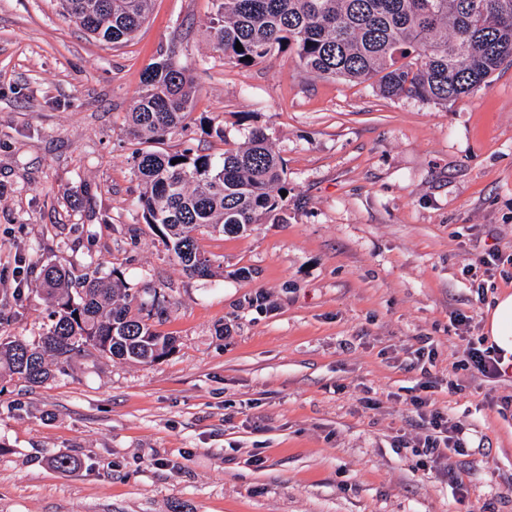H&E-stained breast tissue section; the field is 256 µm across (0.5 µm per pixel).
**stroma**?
Here are the masks:
<instances>
[{
    "label": "stroma",
    "mask_w": 512,
    "mask_h": 512,
    "mask_svg": "<svg viewBox=\"0 0 512 512\" xmlns=\"http://www.w3.org/2000/svg\"><path fill=\"white\" fill-rule=\"evenodd\" d=\"M213 13L154 0L113 47L59 0H0V271L119 269L130 293L166 294L156 328L176 339L158 361L77 359L40 386L1 373L0 512H512V369L460 363L512 293V264L466 269L512 255V67L445 105L387 98L289 53L227 64ZM170 46L196 96L163 150L221 151L261 128L288 180L287 223L198 233L209 278L145 224L126 135ZM48 323L28 276L4 331L35 341ZM423 338L434 403L468 429L459 493L412 451L423 377L405 366Z\"/></svg>",
    "instance_id": "stroma-1"
}]
</instances>
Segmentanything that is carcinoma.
<instances>
[{"label":"carcinoma","instance_id":"cac0c4a2","mask_svg":"<svg viewBox=\"0 0 512 512\" xmlns=\"http://www.w3.org/2000/svg\"><path fill=\"white\" fill-rule=\"evenodd\" d=\"M209 37L227 63L247 66L291 53L307 73L369 82L389 98L448 104L512 66V0H214ZM152 0H61L84 31L112 44L147 20ZM242 49L236 50V43ZM174 51L151 63L130 112V134L159 141L184 127L195 96ZM178 163H173V160ZM146 224L165 240L183 271L206 278L211 260L199 251L202 229L242 234L253 224L287 221L288 189L281 158L261 129L222 153L190 148L140 149L133 156ZM52 323L35 343L0 336V366L39 385L75 357L154 362L176 339L155 329L166 295L136 302L117 270L73 284L52 264L40 272Z\"/></svg>","mask_w":512,"mask_h":512}]
</instances>
